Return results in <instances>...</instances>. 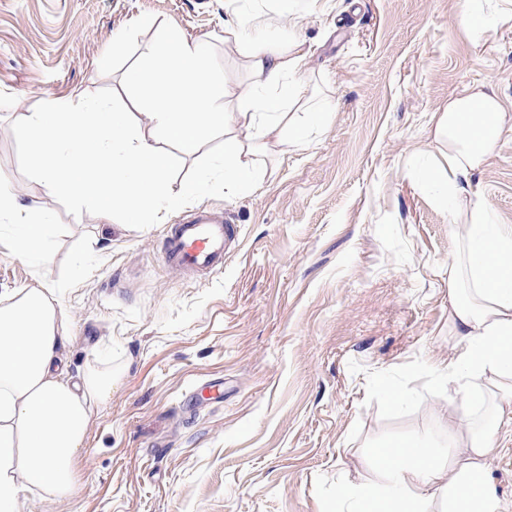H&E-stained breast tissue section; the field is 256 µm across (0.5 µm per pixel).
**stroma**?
I'll return each mask as SVG.
<instances>
[{"mask_svg": "<svg viewBox=\"0 0 512 512\" xmlns=\"http://www.w3.org/2000/svg\"><path fill=\"white\" fill-rule=\"evenodd\" d=\"M243 23L287 42L305 16L303 77L331 115L308 140L254 162L253 189L219 185L165 219L111 221L42 192L22 114L72 88L133 97L140 46L168 22L212 40L211 64L242 80L220 37L225 0H0V176L54 226L53 262L10 254L0 298L55 288L72 317L71 372L120 370L94 417L72 498L32 512H348L336 485H375L374 446L435 432L461 409L441 374L456 243L421 175L448 168L436 115L479 86L512 117V0H247ZM132 29L115 43L114 32ZM512 225V129L460 183ZM208 211L235 220L221 272L163 264L167 225ZM492 482L512 512V426Z\"/></svg>", "mask_w": 512, "mask_h": 512, "instance_id": "35a3bbf8", "label": "stroma"}]
</instances>
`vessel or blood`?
<instances>
[{
  "mask_svg": "<svg viewBox=\"0 0 512 512\" xmlns=\"http://www.w3.org/2000/svg\"><path fill=\"white\" fill-rule=\"evenodd\" d=\"M236 237L232 220L199 216L171 225L162 241L164 263L186 272L217 273L224 268L226 245Z\"/></svg>",
  "mask_w": 512,
  "mask_h": 512,
  "instance_id": "b4317fda",
  "label": "vessel or blood"
}]
</instances>
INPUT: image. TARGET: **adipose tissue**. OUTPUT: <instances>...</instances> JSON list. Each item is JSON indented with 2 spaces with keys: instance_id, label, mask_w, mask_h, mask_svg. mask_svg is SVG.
<instances>
[{
  "instance_id": "1",
  "label": "adipose tissue",
  "mask_w": 512,
  "mask_h": 512,
  "mask_svg": "<svg viewBox=\"0 0 512 512\" xmlns=\"http://www.w3.org/2000/svg\"><path fill=\"white\" fill-rule=\"evenodd\" d=\"M304 17L292 13L287 44L238 23L224 27V46L238 54L247 81L232 83L210 62L211 43L163 26L141 47L130 71L140 90L125 111L72 89L44 110L22 115L20 130L45 195L63 196L98 217L122 210L127 221L172 206L195 185L169 178L173 152L195 156L217 135L224 153L212 162L225 190L251 186L253 159L267 148L287 151L306 141L328 118L327 105L310 106L299 74L306 53L299 36ZM146 114V124L136 121ZM506 124L497 100L472 92L448 103L436 122L448 138L449 193L493 153ZM452 226L461 246L448 267V323L462 345L445 370L449 391L489 406L483 423L448 416V449L403 439L379 446L378 485L339 486L341 500L358 512H503L489 474L499 454L498 433L512 425V228L488 222L476 201ZM0 218L17 224L16 258L48 267L53 225L38 205L0 190ZM71 319L50 288H18L0 299V512H23V491L62 503L75 492V463L96 409L112 391L118 371L89 366L72 374L65 349Z\"/></svg>"
}]
</instances>
